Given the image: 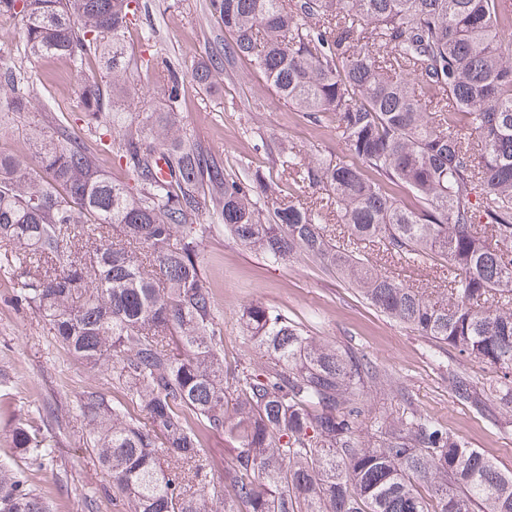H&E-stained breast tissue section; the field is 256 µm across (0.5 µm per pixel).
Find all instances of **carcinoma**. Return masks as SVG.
<instances>
[{"label": "carcinoma", "instance_id": "1", "mask_svg": "<svg viewBox=\"0 0 512 512\" xmlns=\"http://www.w3.org/2000/svg\"><path fill=\"white\" fill-rule=\"evenodd\" d=\"M224 51L191 73L200 89L249 63L297 112L335 130L353 160L293 145L281 172L296 203L256 169L209 157L176 104L147 126L119 103L136 89L128 28L140 0H0L22 46L0 44V119L29 110L31 63L61 57L102 76L80 87L97 146L125 164L115 183L72 132L34 127L35 156L0 151V267L55 342L135 400L132 417L98 391L78 400L81 427L122 512H512V472L420 414L388 421L368 394L381 373L365 355L324 344L277 310L250 304L241 325L266 361L224 359V319L200 252L217 227L265 261L305 253L336 270L370 306L435 344L495 367L485 388L449 375L457 401L512 408V7L506 0H208ZM411 193L407 205L395 192ZM345 225L336 237L327 225ZM379 244L382 257L358 252ZM428 258L448 287L414 288L382 271ZM224 435V480L211 481L195 425ZM33 457L54 444L19 421ZM427 486L424 495L421 486ZM0 512H50L26 476L0 463Z\"/></svg>", "mask_w": 512, "mask_h": 512}]
</instances>
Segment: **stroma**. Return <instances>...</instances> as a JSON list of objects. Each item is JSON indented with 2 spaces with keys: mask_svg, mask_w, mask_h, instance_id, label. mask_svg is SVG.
<instances>
[{
  "mask_svg": "<svg viewBox=\"0 0 512 512\" xmlns=\"http://www.w3.org/2000/svg\"><path fill=\"white\" fill-rule=\"evenodd\" d=\"M208 0H145L147 16L157 29L155 42L143 40L130 28L127 42L135 54L150 52L158 61L179 64L180 76L190 65L221 48L224 33L206 10ZM33 109L0 125V151L30 159L32 149L24 133L31 122L52 130L57 116L72 120L75 135L95 146V133L78 120V86L98 79V62L84 72L68 62L48 57L35 63ZM140 97L125 105L134 121L166 108L168 75L162 66L153 74L133 73ZM185 125L202 147L238 172L261 168L278 176L275 164L279 142L293 143L306 154L348 159L345 145L334 131L312 123L292 110L249 65L233 78L215 73L208 89H190L178 107ZM206 284L224 319V351L228 362L260 366L259 351L241 333L245 305L261 304L280 311L309 335L365 354L384 380L369 402L389 418L411 412L424 414L480 451L502 471H512V409L488 402L477 408L459 403L448 383L449 374L488 385L495 368L459 357L438 347L411 328L393 321L365 303L319 261L301 255L271 266L262 255L235 241L224 230L213 231L203 244ZM86 391H100L139 415L135 401L100 368L68 354L53 340L50 323L22 305L13 276L0 269V460L10 462L37 491L51 501L54 512H87L85 499L95 495L98 512H116V491L88 449L77 418V400ZM35 418L56 446L51 457L34 461L16 448L13 431L18 417Z\"/></svg>",
  "mask_w": 512,
  "mask_h": 512,
  "instance_id": "stroma-1",
  "label": "stroma"
}]
</instances>
